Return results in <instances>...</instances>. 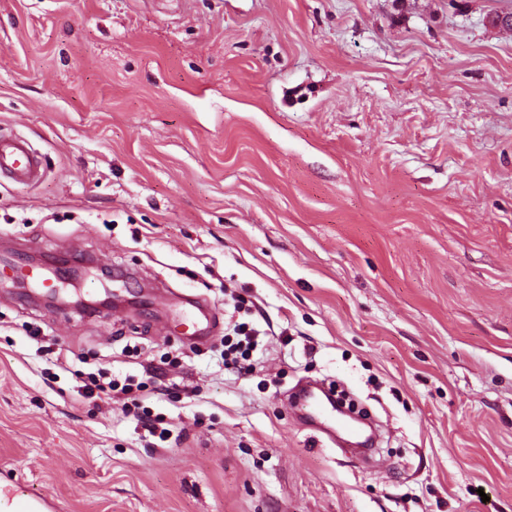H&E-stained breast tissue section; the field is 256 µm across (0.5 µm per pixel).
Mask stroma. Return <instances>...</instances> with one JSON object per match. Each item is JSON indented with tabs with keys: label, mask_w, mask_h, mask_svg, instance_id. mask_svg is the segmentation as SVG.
<instances>
[{
	"label": "stroma",
	"mask_w": 512,
	"mask_h": 512,
	"mask_svg": "<svg viewBox=\"0 0 512 512\" xmlns=\"http://www.w3.org/2000/svg\"><path fill=\"white\" fill-rule=\"evenodd\" d=\"M512 0H0V483L48 512H512ZM214 311L184 334L183 296ZM260 329L253 368L220 353ZM67 350L70 368L51 362ZM163 376L149 436L80 375ZM337 381L371 466L290 404ZM44 172L42 157L25 139L0 135V176L31 185L38 183Z\"/></svg>",
	"instance_id": "1"
}]
</instances>
